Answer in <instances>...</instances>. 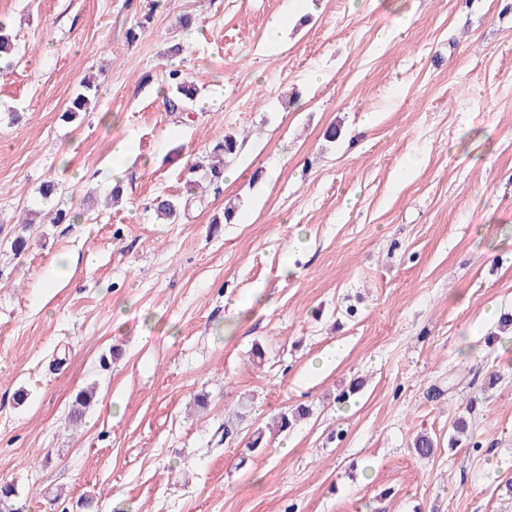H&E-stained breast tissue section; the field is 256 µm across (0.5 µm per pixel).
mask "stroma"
Instances as JSON below:
<instances>
[{
  "label": "stroma",
  "instance_id": "obj_1",
  "mask_svg": "<svg viewBox=\"0 0 512 512\" xmlns=\"http://www.w3.org/2000/svg\"><path fill=\"white\" fill-rule=\"evenodd\" d=\"M147 1L0 0V483L23 512H512V0H155L129 40ZM228 131L235 180L161 223ZM164 102L169 112H193L197 89L181 69H169L166 74Z\"/></svg>",
  "mask_w": 512,
  "mask_h": 512
}]
</instances>
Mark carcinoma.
Listing matches in <instances>:
<instances>
[{"label":"carcinoma","instance_id":"1","mask_svg":"<svg viewBox=\"0 0 512 512\" xmlns=\"http://www.w3.org/2000/svg\"><path fill=\"white\" fill-rule=\"evenodd\" d=\"M197 89L188 79L186 73L180 69L172 68L166 74V90L164 102L167 110L170 112H191L196 105ZM243 139L235 132H227L224 139L216 142L210 150V154L216 158V161L207 165L191 164L189 171L195 173L202 172L201 179H190L187 181L186 197L184 199H170L167 197H158L154 201V210L160 218L176 222L180 213L186 210L190 205L197 202L198 193L206 191L210 186H218L224 183V165L226 160L238 155ZM93 399V392L86 391L77 395L75 403L71 410L72 422L81 420L85 409L90 405ZM310 414V408L300 404L287 412H283L279 417V430L287 431L293 427L296 421ZM17 492L12 484L0 485V512H20L16 507Z\"/></svg>","mask_w":512,"mask_h":512}]
</instances>
